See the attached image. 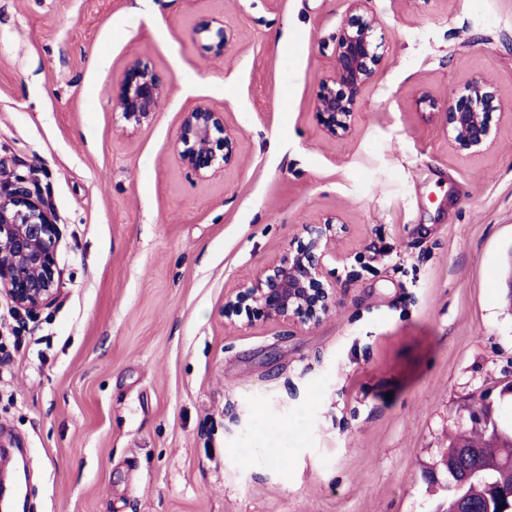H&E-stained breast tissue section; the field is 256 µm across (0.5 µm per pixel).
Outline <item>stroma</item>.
Wrapping results in <instances>:
<instances>
[{"mask_svg":"<svg viewBox=\"0 0 512 512\" xmlns=\"http://www.w3.org/2000/svg\"><path fill=\"white\" fill-rule=\"evenodd\" d=\"M347 7L0 0V157L61 231V295L0 367L26 512H434L425 475L474 401L512 417V112L464 156L418 101L478 76L512 101V0H372L384 60L331 140L314 101ZM136 57L172 82L127 129L109 98ZM199 101L237 134L208 181L177 154ZM329 216L331 314L226 321Z\"/></svg>","mask_w":512,"mask_h":512,"instance_id":"obj_1","label":"stroma"}]
</instances>
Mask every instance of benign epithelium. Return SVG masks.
<instances>
[{"label": "benign epithelium", "mask_w": 512, "mask_h": 512, "mask_svg": "<svg viewBox=\"0 0 512 512\" xmlns=\"http://www.w3.org/2000/svg\"><path fill=\"white\" fill-rule=\"evenodd\" d=\"M348 13L335 38L332 74L321 82L314 110L330 139L349 136L355 127L359 104L384 59L375 30L378 19L371 0H347ZM171 78L146 58L129 62L118 87L112 91V111L136 129L150 124L167 94ZM419 100L443 109L456 151L470 155L491 140V115L512 112L481 77L466 83L444 105L422 92ZM236 134L224 123V113L198 102L183 113L179 146L181 164L195 176L209 179L224 173L233 158ZM343 225L335 217L305 227L306 236L288 256L266 265L235 296L224 303V318L232 323L244 310L297 325L315 326L336 305V292L327 277L326 262L336 256V241ZM58 225L50 208L36 193L28 177L8 169L0 159V292L13 307L28 314L56 302L62 271L57 258ZM471 421L500 432L492 405L479 399L470 410ZM462 470L444 466L428 472V480L447 485L452 478L457 491L470 481L484 482L493 466L468 444L459 445Z\"/></svg>", "instance_id": "obj_1"}]
</instances>
